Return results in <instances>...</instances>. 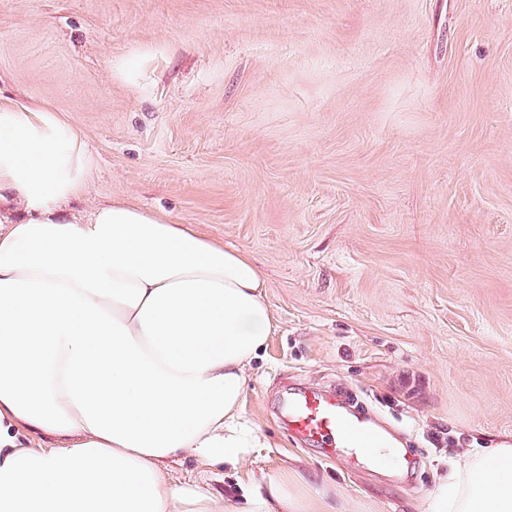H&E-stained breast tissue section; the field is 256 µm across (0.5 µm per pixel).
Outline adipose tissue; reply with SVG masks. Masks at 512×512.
I'll use <instances>...</instances> for the list:
<instances>
[{
	"instance_id": "obj_1",
	"label": "adipose tissue",
	"mask_w": 512,
	"mask_h": 512,
	"mask_svg": "<svg viewBox=\"0 0 512 512\" xmlns=\"http://www.w3.org/2000/svg\"><path fill=\"white\" fill-rule=\"evenodd\" d=\"M91 169L54 109L0 100V512H336L285 470L240 506L168 477L174 456L238 468L258 445L242 405L273 329L265 280L244 251L131 205L71 222ZM428 512H512V443L461 454Z\"/></svg>"
}]
</instances>
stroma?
Listing matches in <instances>:
<instances>
[{"instance_id": "1", "label": "stroma", "mask_w": 512, "mask_h": 512, "mask_svg": "<svg viewBox=\"0 0 512 512\" xmlns=\"http://www.w3.org/2000/svg\"><path fill=\"white\" fill-rule=\"evenodd\" d=\"M0 94L85 135L70 217L128 202L265 278L258 446L172 477L233 498L286 468L427 512L450 455L512 443V0H0ZM339 386L409 466L288 437L283 397Z\"/></svg>"}]
</instances>
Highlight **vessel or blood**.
I'll use <instances>...</instances> for the list:
<instances>
[{
  "instance_id": "b4317fda",
  "label": "vessel or blood",
  "mask_w": 512,
  "mask_h": 512,
  "mask_svg": "<svg viewBox=\"0 0 512 512\" xmlns=\"http://www.w3.org/2000/svg\"><path fill=\"white\" fill-rule=\"evenodd\" d=\"M282 421L292 438L314 442L328 456L343 450L358 457H374L390 442L363 416L346 409L341 393L305 389L282 400Z\"/></svg>"
}]
</instances>
